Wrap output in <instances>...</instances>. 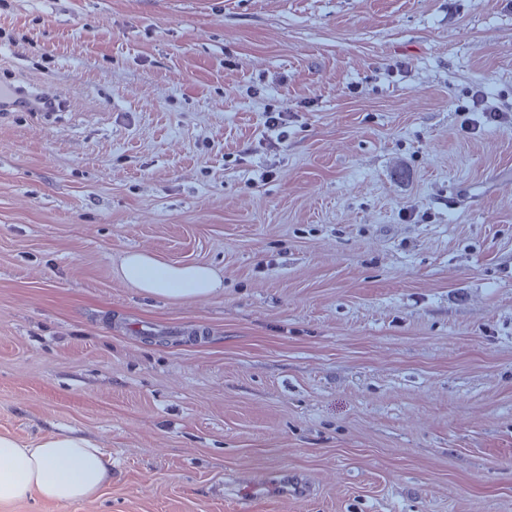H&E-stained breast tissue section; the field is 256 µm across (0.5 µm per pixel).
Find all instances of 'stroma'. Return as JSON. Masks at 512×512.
<instances>
[{
	"mask_svg": "<svg viewBox=\"0 0 512 512\" xmlns=\"http://www.w3.org/2000/svg\"><path fill=\"white\" fill-rule=\"evenodd\" d=\"M0 432L95 499L0 512H512V0H6ZM483 87L498 110L472 109ZM286 112L284 131L267 110ZM145 250L221 294L123 281ZM111 482L101 449L84 436L54 432L21 439L0 433V505L36 497L68 504L98 497Z\"/></svg>",
	"mask_w": 512,
	"mask_h": 512,
	"instance_id": "1",
	"label": "stroma"
}]
</instances>
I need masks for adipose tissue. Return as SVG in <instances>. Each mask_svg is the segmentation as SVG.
<instances>
[{
	"mask_svg": "<svg viewBox=\"0 0 512 512\" xmlns=\"http://www.w3.org/2000/svg\"><path fill=\"white\" fill-rule=\"evenodd\" d=\"M121 277L152 297L200 299L219 293L218 273L204 264H172L145 251L125 254ZM112 482L100 448L65 432L21 439L0 433V505L40 498L68 504L98 497Z\"/></svg>",
	"mask_w": 512,
	"mask_h": 512,
	"instance_id": "adipose-tissue-1",
	"label": "adipose tissue"
}]
</instances>
